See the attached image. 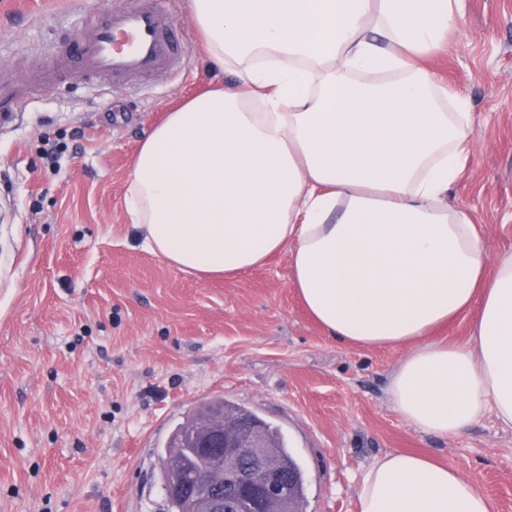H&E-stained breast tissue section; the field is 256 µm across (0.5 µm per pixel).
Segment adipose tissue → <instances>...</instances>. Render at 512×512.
Segmentation results:
<instances>
[{"mask_svg": "<svg viewBox=\"0 0 512 512\" xmlns=\"http://www.w3.org/2000/svg\"><path fill=\"white\" fill-rule=\"evenodd\" d=\"M460 0H190L233 86L170 112L142 141L124 199L144 246L232 279L287 253L291 285L336 340L404 355L386 393L442 438L512 427V248L488 263L448 196L469 154L463 96L422 64ZM472 316L463 342L431 333ZM358 512H494L458 470L393 451Z\"/></svg>", "mask_w": 512, "mask_h": 512, "instance_id": "obj_1", "label": "adipose tissue"}]
</instances>
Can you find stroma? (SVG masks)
Returning a JSON list of instances; mask_svg holds the SVG:
<instances>
[{
  "label": "stroma",
  "instance_id": "1",
  "mask_svg": "<svg viewBox=\"0 0 512 512\" xmlns=\"http://www.w3.org/2000/svg\"><path fill=\"white\" fill-rule=\"evenodd\" d=\"M182 66L87 86L66 76L0 129V512H161L158 448L195 406L221 400L277 426L306 478V512H358L376 457L422 452L512 512V429L417 432L387 399L397 349L329 336L290 283L287 254L227 280L179 271L142 246L123 198L142 140L229 75L189 0ZM80 0H0L1 72L49 57ZM425 65L469 102V159L451 203L484 227L488 261L512 246V0H462ZM57 155L47 163L46 151Z\"/></svg>",
  "mask_w": 512,
  "mask_h": 512
}]
</instances>
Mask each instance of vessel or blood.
I'll use <instances>...</instances> for the list:
<instances>
[{
	"label": "vessel or blood",
	"instance_id": "obj_1",
	"mask_svg": "<svg viewBox=\"0 0 512 512\" xmlns=\"http://www.w3.org/2000/svg\"><path fill=\"white\" fill-rule=\"evenodd\" d=\"M182 29L163 0H123L85 13L76 34L57 31L59 53L24 82L0 79V127L13 124L23 104L62 76L86 82L162 75L182 62Z\"/></svg>",
	"mask_w": 512,
	"mask_h": 512
}]
</instances>
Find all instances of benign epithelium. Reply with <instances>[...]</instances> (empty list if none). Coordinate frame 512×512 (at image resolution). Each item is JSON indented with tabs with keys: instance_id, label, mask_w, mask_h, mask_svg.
Here are the masks:
<instances>
[{
	"instance_id": "1",
	"label": "benign epithelium",
	"mask_w": 512,
	"mask_h": 512,
	"mask_svg": "<svg viewBox=\"0 0 512 512\" xmlns=\"http://www.w3.org/2000/svg\"><path fill=\"white\" fill-rule=\"evenodd\" d=\"M178 448L200 453L188 512H301L284 470L269 456L263 426L244 417L206 415L187 423Z\"/></svg>"
}]
</instances>
